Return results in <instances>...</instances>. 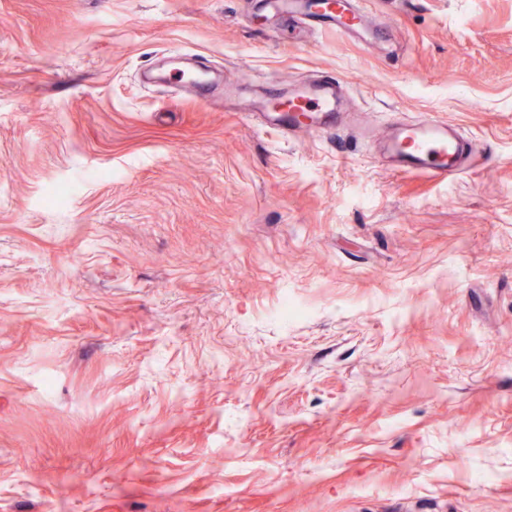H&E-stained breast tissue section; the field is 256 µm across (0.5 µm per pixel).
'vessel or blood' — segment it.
Wrapping results in <instances>:
<instances>
[{
	"instance_id": "obj_1",
	"label": "vessel or blood",
	"mask_w": 512,
	"mask_h": 512,
	"mask_svg": "<svg viewBox=\"0 0 512 512\" xmlns=\"http://www.w3.org/2000/svg\"><path fill=\"white\" fill-rule=\"evenodd\" d=\"M270 5L275 12L333 29L344 38H361L367 25L356 0H271ZM158 82L184 90L204 104L223 98L225 105L257 117L265 128L289 138L335 133L348 116V86L328 74L301 84H272L245 101L240 98L238 85L216 81L203 68L176 65L159 76ZM382 155L391 169L431 181L448 180L477 165L471 142L458 134L456 126L428 115L393 128L384 141Z\"/></svg>"
}]
</instances>
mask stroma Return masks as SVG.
I'll return each mask as SVG.
<instances>
[{
    "label": "stroma",
    "instance_id": "obj_1",
    "mask_svg": "<svg viewBox=\"0 0 512 512\" xmlns=\"http://www.w3.org/2000/svg\"><path fill=\"white\" fill-rule=\"evenodd\" d=\"M361 6L387 41L0 0V512H512V0ZM184 55L336 75L483 162L435 183L145 80Z\"/></svg>",
    "mask_w": 512,
    "mask_h": 512
}]
</instances>
